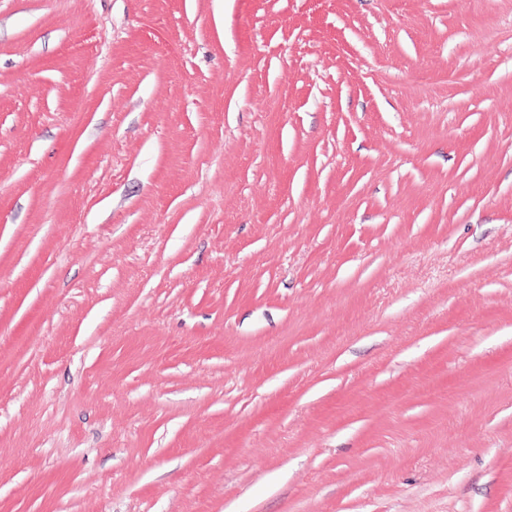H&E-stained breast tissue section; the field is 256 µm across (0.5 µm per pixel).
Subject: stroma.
<instances>
[{
  "label": "stroma",
  "instance_id": "obj_1",
  "mask_svg": "<svg viewBox=\"0 0 512 512\" xmlns=\"http://www.w3.org/2000/svg\"><path fill=\"white\" fill-rule=\"evenodd\" d=\"M0 512H512V0H0Z\"/></svg>",
  "mask_w": 512,
  "mask_h": 512
}]
</instances>
